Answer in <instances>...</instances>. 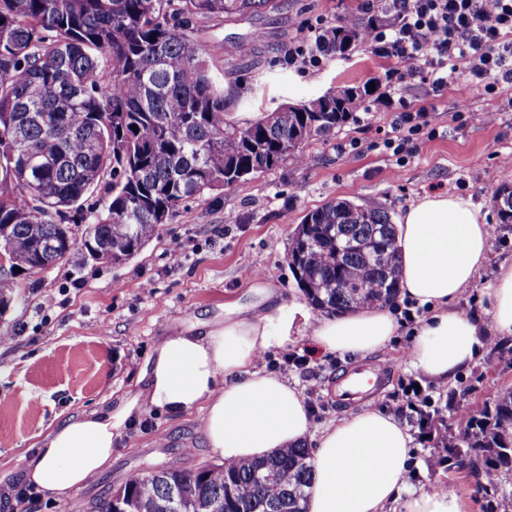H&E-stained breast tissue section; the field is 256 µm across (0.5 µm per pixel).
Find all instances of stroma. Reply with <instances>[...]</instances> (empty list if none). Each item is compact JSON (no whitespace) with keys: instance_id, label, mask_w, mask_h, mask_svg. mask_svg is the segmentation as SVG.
Returning a JSON list of instances; mask_svg holds the SVG:
<instances>
[{"instance_id":"obj_1","label":"stroma","mask_w":512,"mask_h":512,"mask_svg":"<svg viewBox=\"0 0 512 512\" xmlns=\"http://www.w3.org/2000/svg\"><path fill=\"white\" fill-rule=\"evenodd\" d=\"M357 16L356 0H271L255 13L197 19L195 35L210 47L213 74L246 95L232 112L238 123L286 102L369 82L392 91V107L355 113L340 130L305 143L302 160L287 159L234 184L220 200L186 201L126 260L87 262L77 249L54 268L9 276V303L0 308V336L9 339L0 345V512H85L90 502L109 498L144 468L171 461L186 468L213 463L197 415L174 417L151 408L127 421L109 467L67 499L21 502L12 491L22 481L25 458L57 418L118 405L139 390L149 356L168 327L206 332L229 310L256 303V282L277 288L287 303L300 295L288 266L289 240L303 216L327 202L378 199L394 217L427 194L470 199L496 246L458 307L489 317L487 289L500 265L512 263V224L500 222L491 200L505 182L499 159L512 153V112L485 125L477 114L484 88L465 72L442 92L421 75L394 83L398 61L376 56L365 44L345 56L325 54L316 67L289 64L299 29L317 30ZM243 41L253 47L246 57L237 49ZM463 105L470 112L455 121ZM404 106L427 107L435 133L399 168L382 140ZM248 270L253 279L245 278ZM46 298L52 301L47 308ZM411 337V326L401 325L386 348L368 356V363L389 371L372 406L393 410L402 400V381L418 377L409 359ZM290 353L306 356V365H283ZM353 363L347 355L309 353L297 336L256 360L257 367L277 370L301 391L319 428L346 415L331 380ZM434 390L440 431L460 437L470 419L494 413L499 398L512 390V339H491L476 365ZM409 432L415 490L442 482L466 498L468 512H490L491 504L512 495V468L492 470L477 483L454 456L446 468L429 471L426 443L417 440V427Z\"/></svg>"}]
</instances>
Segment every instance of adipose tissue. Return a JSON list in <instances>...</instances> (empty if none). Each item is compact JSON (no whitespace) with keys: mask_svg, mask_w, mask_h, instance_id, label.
<instances>
[{"mask_svg":"<svg viewBox=\"0 0 512 512\" xmlns=\"http://www.w3.org/2000/svg\"><path fill=\"white\" fill-rule=\"evenodd\" d=\"M396 244L399 294L429 312L413 331L409 356L415 369L445 383L477 363L490 336L512 337V264L500 266L488 290L490 319L457 307L491 251L488 226L469 199L424 196L400 216ZM256 293V304L214 323L205 334L163 337L143 374L144 389L117 409L82 412L56 423L25 464L27 483L64 499L109 465L116 431L149 405L176 416L199 414L201 433L222 464L261 461L313 443L308 512H390L394 506L401 512H466L454 492L411 488L412 438L393 414L368 405L314 428L301 392L254 366L278 344L269 329L274 317H302L313 351L362 358L397 335L392 311L371 306L315 317L299 303L284 307L272 286Z\"/></svg>","mask_w":512,"mask_h":512,"instance_id":"ef3b65f1","label":"adipose tissue"}]
</instances>
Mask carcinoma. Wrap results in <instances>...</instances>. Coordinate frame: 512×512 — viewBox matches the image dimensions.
I'll list each match as a JSON object with an SVG mask.
<instances>
[{
  "instance_id": "obj_1",
  "label": "carcinoma",
  "mask_w": 512,
  "mask_h": 512,
  "mask_svg": "<svg viewBox=\"0 0 512 512\" xmlns=\"http://www.w3.org/2000/svg\"><path fill=\"white\" fill-rule=\"evenodd\" d=\"M268 2L0 0V232L12 267L41 272L79 244L86 259H127L185 201L298 158L305 142L348 122L370 89L331 90L242 125L231 120L241 94L213 77L194 19ZM323 41L342 56L365 34L339 21ZM493 202L501 223L512 224V185L496 189ZM288 264L317 310L393 303L399 257L388 209L376 199H336L308 212ZM461 444L463 464L475 468L485 455L512 465V390ZM312 480L306 448L261 462H172L131 476L87 512H306Z\"/></svg>"
}]
</instances>
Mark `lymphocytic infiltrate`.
Returning <instances> with one entry per match:
<instances>
[{"label": "lymphocytic infiltrate", "mask_w": 512, "mask_h": 512, "mask_svg": "<svg viewBox=\"0 0 512 512\" xmlns=\"http://www.w3.org/2000/svg\"><path fill=\"white\" fill-rule=\"evenodd\" d=\"M360 8L369 20L367 34L375 53L405 63L399 79L424 71L436 89L444 90L463 68L480 82L492 78L512 83V0H361ZM384 12L393 15V26L376 24V15ZM429 124L427 107L402 109L393 136L383 145L397 163H404L416 154ZM403 394L405 402L397 413L418 416L420 430L434 440L429 468L444 467L452 440L434 434L440 410L433 396L415 379Z\"/></svg>", "instance_id": "f902f5d3"}]
</instances>
